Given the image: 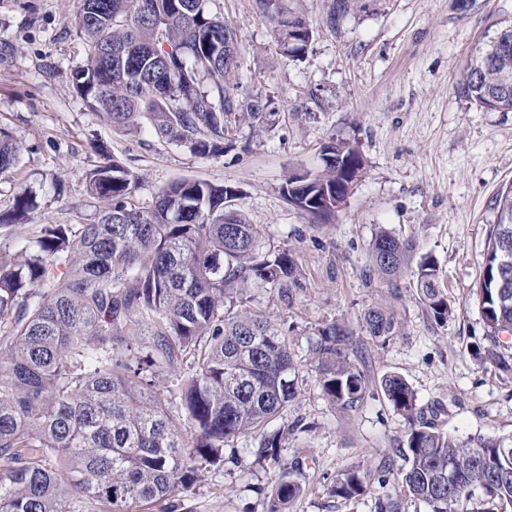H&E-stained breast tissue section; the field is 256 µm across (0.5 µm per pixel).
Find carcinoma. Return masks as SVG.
I'll return each instance as SVG.
<instances>
[{"label":"carcinoma","instance_id":"1","mask_svg":"<svg viewBox=\"0 0 512 512\" xmlns=\"http://www.w3.org/2000/svg\"><path fill=\"white\" fill-rule=\"evenodd\" d=\"M262 15L286 31L284 54L300 60L313 30L293 0H257ZM85 58L73 75L76 93L113 126H147L160 142L207 156L224 153L230 118L260 123L266 105L243 96L232 32L207 0H82L74 18ZM462 90L479 108L512 112V25L476 50ZM341 167L294 172L285 199L316 222L336 218V196L363 171V158L344 141ZM19 144L0 131V175L16 165ZM137 176L118 162L86 175L91 198L108 202L94 224H45L13 259L0 258V512H131L197 478V461L220 462L224 442L260 435L262 453L278 459L289 434L282 417L298 395L290 337L263 316H224L243 290L272 285L289 302L302 287L286 249L260 250L258 231L225 204L237 190L183 179L164 187L151 207L132 203ZM36 207L23 190L0 224H24ZM497 223L487 236L476 290L491 328L487 358L509 367L500 335H512V309H499V284L512 290V184L495 196ZM411 246L380 230L369 250L379 274L401 271ZM422 301L443 321L451 314L438 267L424 256L412 271ZM375 339L396 335L394 317L364 314ZM144 336L151 354L119 352ZM356 337L337 323L318 329L310 352L317 382L333 407L352 410L369 378L354 358ZM195 370L178 393L158 392L156 379L186 355ZM380 387L407 424L403 493L426 512H512V444L477 437L460 441L435 423L412 387L385 374ZM190 425L191 443L181 431ZM453 471H448V467ZM453 484H448V478ZM367 491L357 467L331 487L350 499ZM299 485L281 481L267 512H288Z\"/></svg>","mask_w":512,"mask_h":512}]
</instances>
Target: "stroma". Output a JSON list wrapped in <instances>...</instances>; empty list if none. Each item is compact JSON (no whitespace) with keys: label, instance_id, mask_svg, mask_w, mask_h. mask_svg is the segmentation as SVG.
<instances>
[{"label":"stroma","instance_id":"35a3bbf8","mask_svg":"<svg viewBox=\"0 0 512 512\" xmlns=\"http://www.w3.org/2000/svg\"><path fill=\"white\" fill-rule=\"evenodd\" d=\"M329 2L296 0L314 38L294 61L256 0H208L237 32L241 92L261 98L269 115L261 124L233 121L231 147L201 156L145 130H116L77 96L80 0H0V129L20 145L16 166L0 178V210L22 188L37 195L29 223L0 226V255H16L42 225L96 221L103 204L89 197L85 175L112 158L137 175L139 207L184 178L238 187L235 206L257 227L262 249H288L304 283L289 305L270 286L224 308L289 329L300 393L285 422L301 431L274 461L262 458L258 437L226 442L223 463L200 465L196 482L148 512H266L285 478L301 488L289 512H376L379 498L401 495L405 465L407 426L379 387L387 373L402 376L421 405L441 408L439 425L457 438L512 437V370L475 355L491 345L476 289L494 198L512 183V112L480 109L460 85L475 47L512 20V0H350L334 28ZM334 139L359 150L364 170L335 223L318 224L281 187L293 172L323 170L322 146ZM382 229L413 244L408 270L423 255L436 259L453 307L447 322L435 321L408 271L387 278L369 269ZM372 307L396 318L389 341L366 333ZM334 322L353 331L370 380L352 411L324 398L309 352L318 329ZM352 466L367 494L333 496L331 485Z\"/></svg>","mask_w":512,"mask_h":512}]
</instances>
